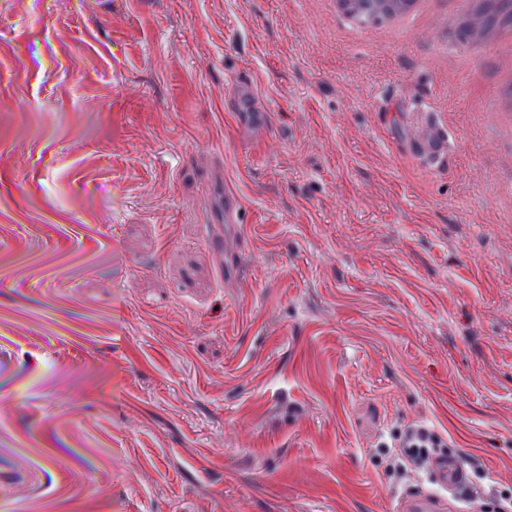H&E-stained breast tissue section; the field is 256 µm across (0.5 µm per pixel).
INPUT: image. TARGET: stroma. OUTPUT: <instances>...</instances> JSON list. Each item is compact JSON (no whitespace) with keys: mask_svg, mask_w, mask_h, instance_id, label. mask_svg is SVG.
Instances as JSON below:
<instances>
[{"mask_svg":"<svg viewBox=\"0 0 512 512\" xmlns=\"http://www.w3.org/2000/svg\"><path fill=\"white\" fill-rule=\"evenodd\" d=\"M494 70L318 0H0V512H402L413 424L512 512ZM244 210V205L238 193L234 190L225 188L224 190V209L218 214L213 216V220L221 222L218 224H228L226 227L229 229V233L224 232V240L227 242L228 238H231V231L242 224L241 215Z\"/></svg>","mask_w":512,"mask_h":512,"instance_id":"stroma-1","label":"stroma"}]
</instances>
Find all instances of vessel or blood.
<instances>
[{
	"mask_svg": "<svg viewBox=\"0 0 512 512\" xmlns=\"http://www.w3.org/2000/svg\"><path fill=\"white\" fill-rule=\"evenodd\" d=\"M243 210L238 193L228 189L224 192V209L216 214L215 219L234 229L242 222ZM429 481L430 489L404 498V512H451L458 490L467 484V472L459 458L442 455L432 461Z\"/></svg>",
	"mask_w": 512,
	"mask_h": 512,
	"instance_id": "b4317fda",
	"label": "vessel or blood"
}]
</instances>
